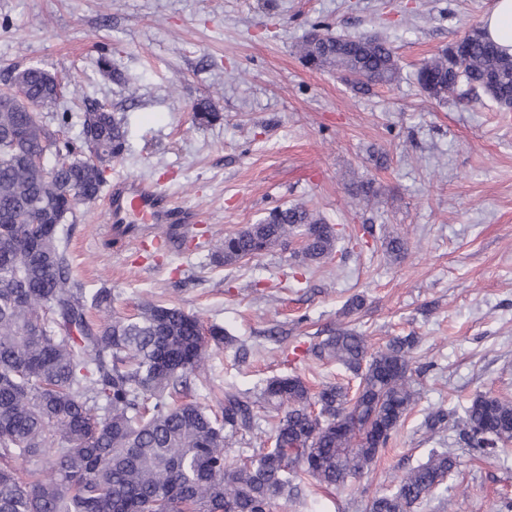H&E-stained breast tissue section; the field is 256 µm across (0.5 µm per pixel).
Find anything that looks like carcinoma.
I'll use <instances>...</instances> for the list:
<instances>
[{"instance_id":"cac0c4a2","label":"carcinoma","mask_w":512,"mask_h":512,"mask_svg":"<svg viewBox=\"0 0 512 512\" xmlns=\"http://www.w3.org/2000/svg\"><path fill=\"white\" fill-rule=\"evenodd\" d=\"M297 53L310 67L341 72L358 91L400 78L392 47L375 36L312 32ZM23 76L39 111L0 108V512H273L280 499L301 501L309 479L327 492L368 473L417 402L416 338L396 336L372 352L360 333L336 330L313 353L351 372L354 394L338 384L313 392L298 375L271 378L260 398L286 407L273 446L228 457L230 440L254 429L255 402L227 391L213 410L178 397L212 347L234 337L156 302L93 324L88 310L111 309L112 290L91 294L71 271L61 226L74 218L76 196L99 197L106 168L128 142L125 116L92 104L76 116L55 114L63 91L53 74L36 64ZM416 81L438 101L464 84L512 111V54L477 28L423 61ZM74 118L79 146L60 137ZM218 119L212 101L194 104L196 124ZM39 154L57 158L56 167L33 165ZM290 235L304 238L311 263L329 258L340 237L319 213L282 205L225 236L214 260L230 265ZM454 417L466 446L487 457L512 452L511 401L477 393L463 415L439 410L427 424L440 428ZM456 465L451 452H432L394 493L373 497L369 512H413Z\"/></svg>"}]
</instances>
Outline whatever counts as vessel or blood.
Returning a JSON list of instances; mask_svg holds the SVG:
<instances>
[{
    "mask_svg": "<svg viewBox=\"0 0 512 512\" xmlns=\"http://www.w3.org/2000/svg\"><path fill=\"white\" fill-rule=\"evenodd\" d=\"M112 238L122 241L136 233L137 223L174 224L193 221V214L171 207L159 183L149 180H120L109 195Z\"/></svg>",
    "mask_w": 512,
    "mask_h": 512,
    "instance_id": "1",
    "label": "vessel or blood"
}]
</instances>
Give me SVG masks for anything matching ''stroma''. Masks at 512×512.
Here are the masks:
<instances>
[{
    "label": "stroma",
    "mask_w": 512,
    "mask_h": 512,
    "mask_svg": "<svg viewBox=\"0 0 512 512\" xmlns=\"http://www.w3.org/2000/svg\"><path fill=\"white\" fill-rule=\"evenodd\" d=\"M494 0H0V84L33 64L68 80L59 111L97 102L126 115L129 149L109 181L150 178L198 223L157 228L175 248L110 240L101 201L79 204L61 233L74 275L106 286L112 313L177 305L222 325L250 349L228 346L191 378L189 399L215 404L226 390L257 393L297 374L311 386L343 382L345 369L307 355L336 328L370 348L414 334L420 397L371 471L340 490L311 487L307 505L276 512H366L379 493L431 450L454 449L457 467L414 512H503L512 500V455L487 458L430 433L428 411L476 393L512 401V112L459 86L445 101L416 81L427 58L481 26ZM316 28L378 35L393 48L399 81L359 93L341 75L311 69L295 45ZM112 61L111 74L97 66ZM134 79L128 95L122 78ZM211 98L221 118L192 121ZM377 196L364 202L361 183ZM302 203L344 229L332 257L301 258L295 236L232 265L213 263L225 235L282 204ZM371 232L354 236L361 225ZM406 243L401 258L386 238ZM359 314L343 315L353 296ZM254 429L228 453L268 445L279 411L258 403Z\"/></svg>",
    "instance_id": "1"
}]
</instances>
